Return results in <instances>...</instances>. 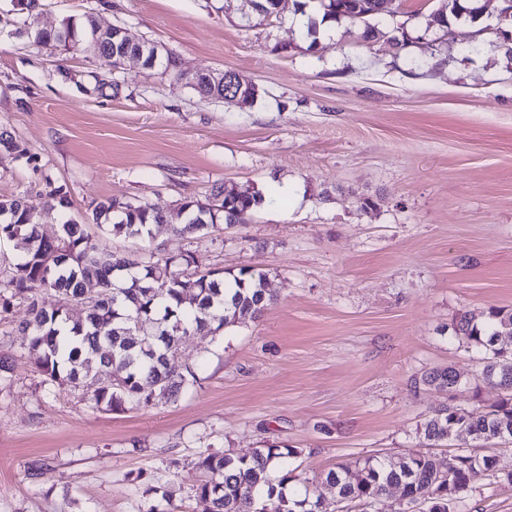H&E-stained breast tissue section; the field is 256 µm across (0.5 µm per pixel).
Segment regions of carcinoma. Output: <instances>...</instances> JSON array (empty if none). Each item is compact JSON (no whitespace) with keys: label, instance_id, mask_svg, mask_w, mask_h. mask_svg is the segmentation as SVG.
Returning <instances> with one entry per match:
<instances>
[{"label":"carcinoma","instance_id":"cac0c4a2","mask_svg":"<svg viewBox=\"0 0 512 512\" xmlns=\"http://www.w3.org/2000/svg\"><path fill=\"white\" fill-rule=\"evenodd\" d=\"M322 20L346 18L365 26V37L382 30L370 20L382 14L385 0H317ZM479 0H446L435 16L441 25L447 15L475 18ZM39 0H27V13L18 35L34 38L39 47L94 48V56L112 57V66L127 51L124 43L96 39L95 18L68 19L56 29L35 27ZM31 165L37 161L22 143L0 127V152ZM43 206L26 193L0 197V242L22 248L17 262L0 267V319L14 304L27 308L18 333L28 337L24 349L39 370L46 392L91 388L88 403L102 411L149 407L168 401L197 383L195 371L174 363L176 350L187 336H224L231 327L258 319L273 294L269 274L243 267L228 276L220 268L189 271L196 264L190 251L172 254L150 245L152 226L168 224L174 233L207 237L221 224H245L264 203L259 192L238 196L225 184L216 185L215 209L201 212L198 199L186 198L168 216L146 204L112 198L98 203L92 221L101 234L90 235L84 225L65 222L53 239L39 230L41 214L69 205V191L44 173ZM124 237L145 243L142 266L128 269L125 257L113 253L106 239ZM90 292L85 315L75 319L71 303ZM51 293L48 305L44 295ZM453 332L470 349L479 365L476 379L501 390L490 405L470 408L443 405L426 417L417 434L431 446L449 444L455 453L440 463L433 455L370 457L352 472L331 470L323 483L336 490L338 501L371 505L393 486H402L408 501L425 512H456L466 507L470 473L496 474L497 458L474 448L497 435L512 439V350L497 346L500 336L512 335V308L491 306L480 323L466 312L453 321ZM468 384L452 366L425 371L415 381L444 394L453 381ZM291 448H255L250 454L206 451L195 467L210 475L193 486L208 512H327L322 495L307 484L290 485Z\"/></svg>","mask_w":512,"mask_h":512}]
</instances>
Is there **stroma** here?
<instances>
[{
    "label": "stroma",
    "mask_w": 512,
    "mask_h": 512,
    "mask_svg": "<svg viewBox=\"0 0 512 512\" xmlns=\"http://www.w3.org/2000/svg\"><path fill=\"white\" fill-rule=\"evenodd\" d=\"M481 3L479 20L443 28L429 23L443 0H390L377 24L408 35L397 49L348 20L311 40L293 23L303 0L268 19L244 0H42V27L91 14L167 46L183 70L237 72L260 89L239 106L133 60L97 88L88 53L11 35L0 0V125L38 157L1 156L0 195H36L45 173L66 185L44 236L68 218L97 233L91 212L110 198L168 212L221 183L295 189L210 238L155 226L166 252L267 271L274 294L257 321L183 340L178 363L198 383L176 400L105 412L45 395L17 334L25 307L0 322V512H147L139 474L178 512H207L193 488L209 449H295L298 484L376 455L447 459L417 435L445 397L414 380L450 365L469 380L456 404L495 401L450 325L512 307V58L496 46L502 0ZM473 486L465 512H512V484L481 473Z\"/></svg>",
    "instance_id": "1"
}]
</instances>
